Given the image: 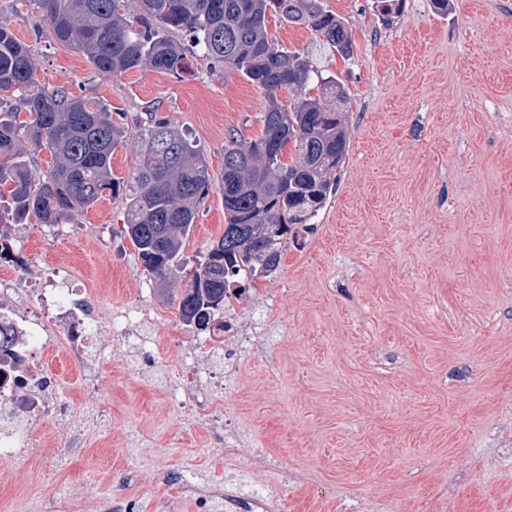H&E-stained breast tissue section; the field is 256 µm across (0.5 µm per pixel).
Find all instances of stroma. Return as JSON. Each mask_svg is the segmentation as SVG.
<instances>
[{"mask_svg": "<svg viewBox=\"0 0 512 512\" xmlns=\"http://www.w3.org/2000/svg\"><path fill=\"white\" fill-rule=\"evenodd\" d=\"M323 4L351 32V60L305 26L274 17L269 31L344 87L349 151L315 230L234 300L253 346L225 337L199 373L189 328L145 324L159 339L148 365L104 323L107 351L90 375L35 340L62 410L21 428L25 455L0 456V512H37L50 497L62 512H105L115 498L126 512H225L163 471L278 496L281 512H512V0H448L440 13L405 0L389 26L373 0ZM0 26L30 45L41 84L99 100L126 130L112 155L124 187L154 119L183 131L217 178L228 134H262L267 100L239 72L194 57L178 77L99 75L54 39L35 0H0ZM126 203L108 193L50 227L0 226L21 257L0 272L38 285L67 267L76 299L178 318L179 288H157L122 232ZM223 232L215 184L184 244L187 270ZM228 360L230 459L198 418L210 370ZM187 380L197 398L171 408L169 387ZM101 406L111 425L76 445L73 418Z\"/></svg>", "mask_w": 512, "mask_h": 512, "instance_id": "35a3bbf8", "label": "stroma"}]
</instances>
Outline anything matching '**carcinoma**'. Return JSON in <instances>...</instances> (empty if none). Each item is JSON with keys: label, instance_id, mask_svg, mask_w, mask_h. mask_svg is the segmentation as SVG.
<instances>
[{"label": "carcinoma", "instance_id": "carcinoma-1", "mask_svg": "<svg viewBox=\"0 0 512 512\" xmlns=\"http://www.w3.org/2000/svg\"><path fill=\"white\" fill-rule=\"evenodd\" d=\"M38 0L55 39L81 53L106 76L135 69L178 76L189 58L211 68L242 73L267 98L262 136L233 135L224 146L221 193L224 234L182 289L181 321L198 331V317L224 309V298L276 273L288 236L314 229L313 220L332 194L336 171L348 153L345 89L323 75L302 52L269 34V17L310 28L320 43L349 59L353 40L341 17L322 0ZM189 36L190 45L171 37ZM321 92L313 98L309 86ZM298 96L284 105L278 92ZM27 120L17 121L20 113ZM46 150L53 166L35 177L21 160V135ZM124 130L97 102L37 83L32 49L0 27V185L10 184V202L0 223L33 217L56 224L93 207L105 191H120L112 178V153ZM295 144L287 163L284 148ZM135 184L128 193L122 231L143 271L160 285H175L184 269L182 248L200 203L212 187L203 153L179 129L162 121L137 140Z\"/></svg>", "mask_w": 512, "mask_h": 512}]
</instances>
